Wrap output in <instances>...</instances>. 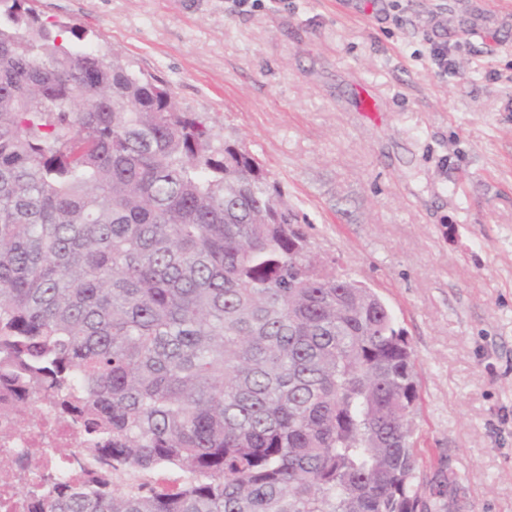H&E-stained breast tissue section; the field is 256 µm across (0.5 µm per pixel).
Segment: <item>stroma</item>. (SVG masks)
<instances>
[{
    "instance_id": "1",
    "label": "stroma",
    "mask_w": 512,
    "mask_h": 512,
    "mask_svg": "<svg viewBox=\"0 0 512 512\" xmlns=\"http://www.w3.org/2000/svg\"><path fill=\"white\" fill-rule=\"evenodd\" d=\"M31 6L246 144L312 251L406 333L419 496L437 512H512V0Z\"/></svg>"
}]
</instances>
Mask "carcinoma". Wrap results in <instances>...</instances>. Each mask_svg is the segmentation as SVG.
Wrapping results in <instances>:
<instances>
[{"label":"carcinoma","mask_w":512,"mask_h":512,"mask_svg":"<svg viewBox=\"0 0 512 512\" xmlns=\"http://www.w3.org/2000/svg\"><path fill=\"white\" fill-rule=\"evenodd\" d=\"M0 0V379L69 406L107 479L40 512H431L418 389L376 293L168 84ZM176 471L181 483L112 476Z\"/></svg>","instance_id":"1"}]
</instances>
